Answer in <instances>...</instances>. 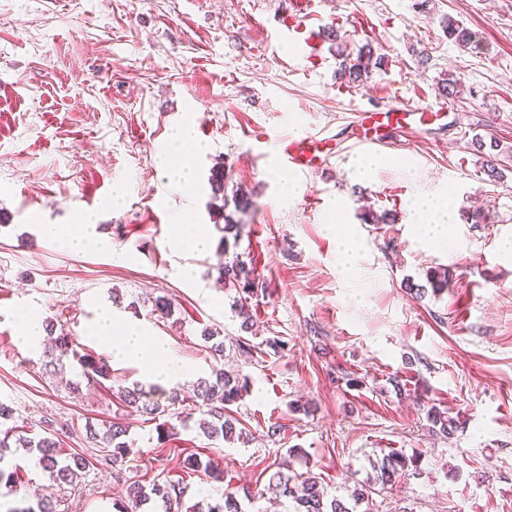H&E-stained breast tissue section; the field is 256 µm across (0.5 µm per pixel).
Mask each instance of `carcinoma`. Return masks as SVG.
Masks as SVG:
<instances>
[{
    "label": "carcinoma",
    "mask_w": 512,
    "mask_h": 512,
    "mask_svg": "<svg viewBox=\"0 0 512 512\" xmlns=\"http://www.w3.org/2000/svg\"><path fill=\"white\" fill-rule=\"evenodd\" d=\"M444 28L448 37L459 46H467L472 41V33L452 22L444 21ZM339 60L338 74L350 84H360L363 77L369 73L373 58L372 49L362 47L356 57L337 51ZM219 278L224 280V285L239 289L242 293L250 295L254 293L256 283L254 268L247 261L237 257L224 263L218 268ZM450 271H434L428 275L427 282L435 293H440L448 288ZM48 333L47 339L51 347L44 350L46 367L55 374L65 367V360L74 357L80 362L84 374L96 376L104 380L110 377L108 362L92 355H78L73 348V338L64 329L57 328L53 322L45 324ZM220 332L213 329H204L202 338L211 343L210 349L214 355L224 358V341L219 339ZM162 391L158 385H151L145 389L141 385L122 390V397L127 407L141 416H148L153 420L165 415H174L176 405L183 402L179 389L172 388L167 395V404L163 405L155 400L153 393ZM247 392V381L229 374L224 369L215 366L211 375L197 382L196 399L207 408V419L199 423L201 434L211 440L230 439L235 434V419L226 413L228 407L238 403ZM129 426L122 423H112L101 433L91 432V438L100 448L101 464L111 468H122L126 457L130 453V444L125 440L128 436ZM12 446L23 448L27 451H35L38 454V464L52 483L61 487L71 485L87 468L90 461L79 453H68L60 448L59 441L52 436L27 437L20 436L7 428L0 431V484H4L11 490H17V483L21 482L18 472L8 471L3 463L1 451ZM407 466L406 458L399 454H389L382 459L377 480L385 484L395 479L399 472ZM182 472L187 476L204 473L212 478L221 477V473L215 471L210 462H205L196 453L187 454L182 460ZM267 490H271L288 498L293 503V512H350V509L338 498L328 496L326 488L320 481V477L307 474L303 478L296 476L284 477L275 474V481L268 484ZM125 502H113L115 512H139L145 505L152 509H163V512H242L241 503L235 492H227L224 498L215 502L199 501L184 510V487L180 482L163 481L154 482L147 487L138 481L130 482L126 487ZM14 512H58L57 501L47 497H36V503Z\"/></svg>",
    "instance_id": "obj_1"
}]
</instances>
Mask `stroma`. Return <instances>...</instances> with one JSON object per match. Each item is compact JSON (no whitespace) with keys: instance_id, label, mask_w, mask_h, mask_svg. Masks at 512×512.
<instances>
[{"instance_id":"obj_1","label":"stroma","mask_w":512,"mask_h":512,"mask_svg":"<svg viewBox=\"0 0 512 512\" xmlns=\"http://www.w3.org/2000/svg\"><path fill=\"white\" fill-rule=\"evenodd\" d=\"M416 2L307 0V26L339 29L348 52L368 45L383 57L351 86L337 74L335 42L320 39L311 61L281 42L292 0H0V401L14 425L87 458L91 427L128 424L132 447L123 476L97 465L63 487L35 455L7 454L24 487L0 493V512L34 493L57 498L60 512H114L129 477L183 479L191 505L264 486L283 462L321 477L355 512H512V0ZM448 18L470 30V45L448 38ZM446 78L462 83L461 96L439 93ZM395 97L446 110L448 125L385 133L368 151L376 169L358 179L351 112ZM186 123L206 152L184 188L158 157ZM327 130L337 155L311 174L269 168L254 151L259 140L270 151L281 135ZM489 158L501 178L488 175ZM218 166L224 196L246 193L247 211L214 198ZM421 193L450 197L448 246L422 238L411 208ZM222 208L241 226L236 250L258 282L248 333L237 292L217 281ZM181 217L205 228L209 252L167 247ZM84 221L109 249L76 253L40 230ZM332 221L358 242L347 274ZM435 267L452 274L447 292L416 298L410 285ZM159 297L171 314L156 311ZM103 308L167 341L190 368L188 392L215 363L203 329L220 330L225 369L249 381L231 408L248 442L204 437L190 401L192 424L165 439L131 413L119 389L149 380L90 335ZM21 310L107 359L110 379L86 378L74 360L63 376L45 374L42 345L19 336ZM272 338L283 348H268ZM433 408L453 420L452 434L433 432ZM393 451L418 458L417 470L354 503ZM192 452L223 479L183 477Z\"/></svg>"}]
</instances>
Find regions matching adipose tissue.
<instances>
[{"label":"adipose tissue","instance_id":"obj_1","mask_svg":"<svg viewBox=\"0 0 512 512\" xmlns=\"http://www.w3.org/2000/svg\"><path fill=\"white\" fill-rule=\"evenodd\" d=\"M415 210L424 239L432 244L446 242L448 228L454 222L449 201L423 194L417 198ZM93 334L108 343L113 358L138 363L151 380L171 382L188 373L165 343L139 327L114 320L111 311L99 313Z\"/></svg>","mask_w":512,"mask_h":512}]
</instances>
